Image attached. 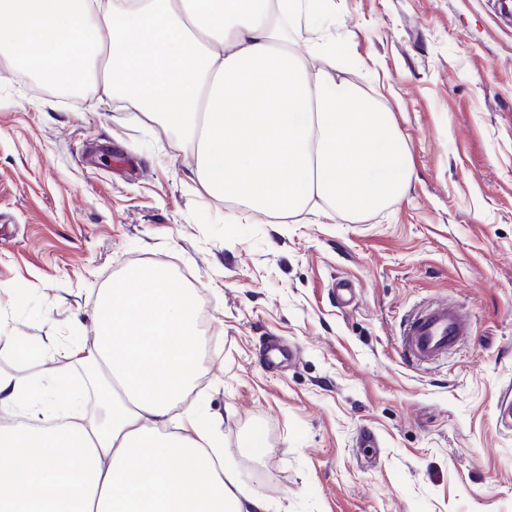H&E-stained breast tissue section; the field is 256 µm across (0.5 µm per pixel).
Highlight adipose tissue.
<instances>
[{"instance_id": "adipose-tissue-1", "label": "adipose tissue", "mask_w": 512, "mask_h": 512, "mask_svg": "<svg viewBox=\"0 0 512 512\" xmlns=\"http://www.w3.org/2000/svg\"><path fill=\"white\" fill-rule=\"evenodd\" d=\"M335 0H0V52L52 75L105 68V97L174 132L211 197L269 216H362L401 195L404 139L335 69L322 29ZM303 28L308 53L288 43ZM193 293L152 266L113 282L91 346L72 359L107 375L95 412L0 426V512H269L224 470L223 443L181 404L201 346ZM42 384L0 372V412Z\"/></svg>"}]
</instances>
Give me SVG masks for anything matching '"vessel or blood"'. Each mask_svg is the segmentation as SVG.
<instances>
[{
	"label": "vessel or blood",
	"mask_w": 512,
	"mask_h": 512,
	"mask_svg": "<svg viewBox=\"0 0 512 512\" xmlns=\"http://www.w3.org/2000/svg\"><path fill=\"white\" fill-rule=\"evenodd\" d=\"M469 331L470 324L457 304H428L404 325L403 357L411 363H431L456 348Z\"/></svg>",
	"instance_id": "1"
}]
</instances>
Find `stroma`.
Instances as JSON below:
<instances>
[{"mask_svg":"<svg viewBox=\"0 0 512 512\" xmlns=\"http://www.w3.org/2000/svg\"><path fill=\"white\" fill-rule=\"evenodd\" d=\"M498 0H336V70L401 131L407 195L355 219L242 215L175 134L118 99L67 103L0 59V371L62 369L106 288L163 265L207 317L185 401L272 512H512V16ZM355 287L349 306L331 288ZM441 297L472 334L424 365L403 325ZM50 348L28 368L11 337ZM295 351L269 368V341ZM253 433L264 447H244Z\"/></svg>","mask_w":512,"mask_h":512,"instance_id":"35a3bbf8","label":"stroma"}]
</instances>
